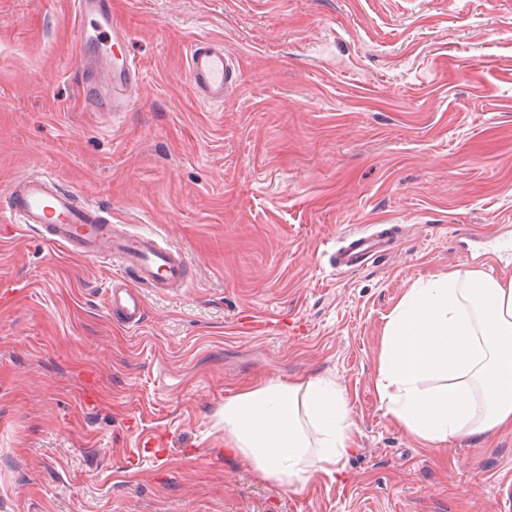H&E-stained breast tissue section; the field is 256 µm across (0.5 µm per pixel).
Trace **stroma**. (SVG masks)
Listing matches in <instances>:
<instances>
[{"label":"stroma","mask_w":512,"mask_h":512,"mask_svg":"<svg viewBox=\"0 0 512 512\" xmlns=\"http://www.w3.org/2000/svg\"><path fill=\"white\" fill-rule=\"evenodd\" d=\"M110 3L142 76L115 118L80 105L109 35L71 0H0V192L53 173L181 249L189 281L144 289L129 327L111 269L0 231V512H501L512 429L423 447L374 380L417 282L512 278V0ZM202 37L239 62L219 108L191 89ZM353 230L392 254L337 270ZM314 377L357 427L345 479L294 490L225 454V399Z\"/></svg>","instance_id":"35a3bbf8"}]
</instances>
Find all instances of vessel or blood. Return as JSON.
<instances>
[{
    "label": "vessel or blood",
    "mask_w": 512,
    "mask_h": 512,
    "mask_svg": "<svg viewBox=\"0 0 512 512\" xmlns=\"http://www.w3.org/2000/svg\"><path fill=\"white\" fill-rule=\"evenodd\" d=\"M79 29L87 25L111 31L112 44L123 47L126 36L113 28L112 13L101 0H73ZM233 61L224 52L223 41L196 38L190 43L186 66L198 99L210 105L224 102ZM139 81L133 60H123L112 72V109L125 111L131 102L130 91ZM0 206L18 223L38 228L43 241L65 253L117 268L133 274L135 285L113 282L109 300L128 325H136L143 316L141 287L177 288L189 279L183 252L169 246L157 234L130 232L106 222L101 208L79 202L74 192L65 189L51 174L33 172L12 182L0 195ZM387 252L384 239L362 232L337 249L335 265L341 271H353Z\"/></svg>",
    "instance_id": "1"
}]
</instances>
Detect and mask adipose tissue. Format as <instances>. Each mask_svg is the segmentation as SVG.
<instances>
[{"mask_svg": "<svg viewBox=\"0 0 512 512\" xmlns=\"http://www.w3.org/2000/svg\"><path fill=\"white\" fill-rule=\"evenodd\" d=\"M375 389L429 448L512 427V279L458 268L414 285L386 323ZM356 431L343 391L326 379H268L224 402L225 449L289 487L342 474Z\"/></svg>", "mask_w": 512, "mask_h": 512, "instance_id": "1", "label": "adipose tissue"}]
</instances>
